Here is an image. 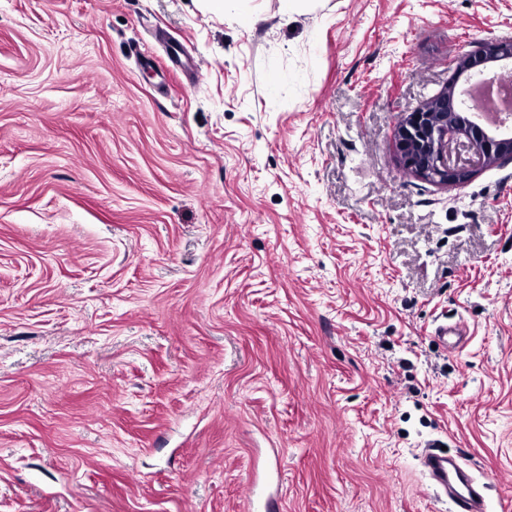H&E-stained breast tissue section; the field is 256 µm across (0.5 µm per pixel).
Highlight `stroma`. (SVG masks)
<instances>
[{"instance_id": "obj_1", "label": "stroma", "mask_w": 512, "mask_h": 512, "mask_svg": "<svg viewBox=\"0 0 512 512\" xmlns=\"http://www.w3.org/2000/svg\"><path fill=\"white\" fill-rule=\"evenodd\" d=\"M512 0H0V512H512V163L402 115ZM460 324L459 346L439 343ZM475 117V108L464 100L457 81H450L396 127L394 139L405 168L427 182L462 185L480 166L512 162V125L508 130L492 131ZM452 143L456 159L450 156ZM423 466L436 486L446 493L448 486L453 489L456 512L484 511L482 493L469 483L465 473L452 463L448 454L432 450L425 455Z\"/></svg>"}]
</instances>
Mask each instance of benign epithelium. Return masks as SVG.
Segmentation results:
<instances>
[{
    "mask_svg": "<svg viewBox=\"0 0 512 512\" xmlns=\"http://www.w3.org/2000/svg\"><path fill=\"white\" fill-rule=\"evenodd\" d=\"M451 65L468 82L507 68L512 65V37L487 39L476 52L457 56ZM394 139L405 168L436 184L462 185L480 166L512 162V126L492 131L480 124L455 80L407 113Z\"/></svg>",
    "mask_w": 512,
    "mask_h": 512,
    "instance_id": "7a95c632",
    "label": "benign epithelium"
}]
</instances>
